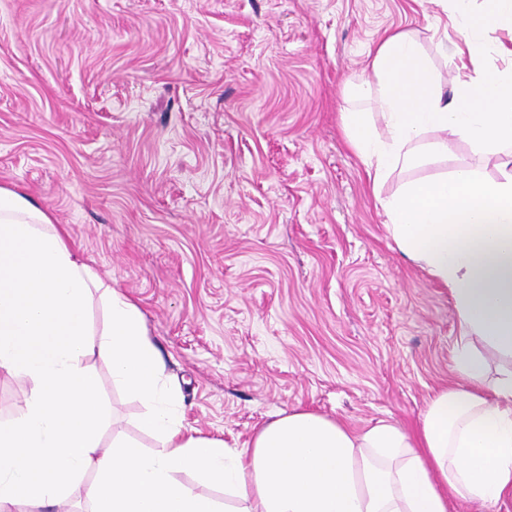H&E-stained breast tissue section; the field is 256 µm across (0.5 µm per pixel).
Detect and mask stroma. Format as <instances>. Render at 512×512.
I'll use <instances>...</instances> for the list:
<instances>
[{"instance_id":"obj_1","label":"stroma","mask_w":512,"mask_h":512,"mask_svg":"<svg viewBox=\"0 0 512 512\" xmlns=\"http://www.w3.org/2000/svg\"><path fill=\"white\" fill-rule=\"evenodd\" d=\"M445 95L451 0H0V184L25 190L143 313L187 431L239 448L276 414L415 428L456 379L448 289L407 259L382 200L503 158L448 151L373 189L342 128L386 33ZM115 437L145 405L92 354Z\"/></svg>"}]
</instances>
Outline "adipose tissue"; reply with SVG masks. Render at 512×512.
Here are the masks:
<instances>
[{
  "label": "adipose tissue",
  "mask_w": 512,
  "mask_h": 512,
  "mask_svg": "<svg viewBox=\"0 0 512 512\" xmlns=\"http://www.w3.org/2000/svg\"><path fill=\"white\" fill-rule=\"evenodd\" d=\"M468 2L454 0L474 58L487 29L512 27V0H484L478 13ZM370 67L377 112L342 122L373 184L447 152L451 135L479 154L512 149V67L466 77L447 98L407 32L384 37ZM432 131L439 140L427 141ZM384 209L401 252L450 291L457 381L432 396L413 431L282 412L248 446L228 448L184 430L137 305L80 262L48 211L0 186V374L31 383L21 412L0 420V512H45L90 472L93 512H219L178 481L187 471L240 497L236 512H449L454 498L512 495V369L491 373L488 359L512 358V168L496 183L466 168L413 182ZM94 288L110 312L96 339L87 331ZM91 353L110 358L114 382L148 405L142 424L158 448H100L110 416L83 363Z\"/></svg>",
  "instance_id": "1"
}]
</instances>
